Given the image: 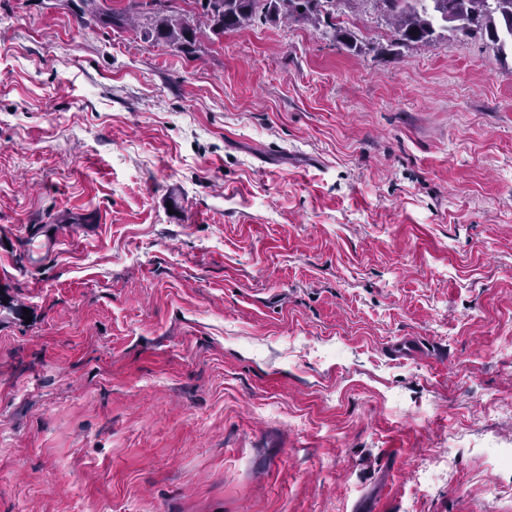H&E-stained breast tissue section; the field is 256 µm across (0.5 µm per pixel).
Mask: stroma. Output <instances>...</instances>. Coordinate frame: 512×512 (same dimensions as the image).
<instances>
[{"mask_svg": "<svg viewBox=\"0 0 512 512\" xmlns=\"http://www.w3.org/2000/svg\"><path fill=\"white\" fill-rule=\"evenodd\" d=\"M340 20L0 0V512H512V54ZM164 41L176 45L177 51L185 58L191 59L197 52V32L185 21L174 24L164 21L155 27L144 30V39Z\"/></svg>", "mask_w": 512, "mask_h": 512, "instance_id": "35a3bbf8", "label": "stroma"}]
</instances>
